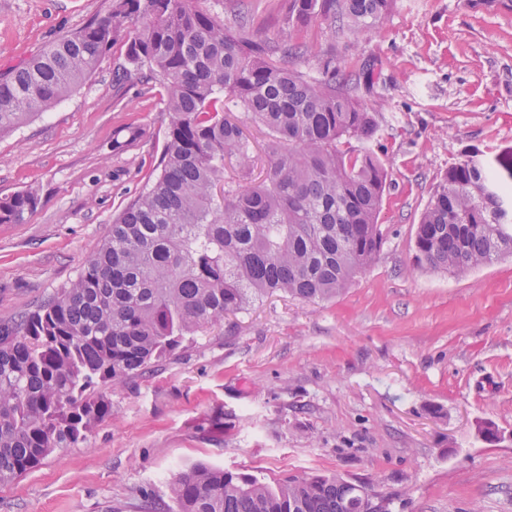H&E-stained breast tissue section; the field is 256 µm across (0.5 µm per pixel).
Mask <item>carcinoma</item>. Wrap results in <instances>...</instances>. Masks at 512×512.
<instances>
[{"label":"carcinoma","instance_id":"obj_1","mask_svg":"<svg viewBox=\"0 0 512 512\" xmlns=\"http://www.w3.org/2000/svg\"><path fill=\"white\" fill-rule=\"evenodd\" d=\"M394 0H288L274 41L246 35L198 0H111L107 14L53 41L0 81V134L66 97L118 42L164 91L166 143L156 178L112 221L77 278L36 310L0 323V485L58 448L87 441L112 415L100 391L124 385L270 293L329 300L377 259L387 178L369 148L375 115L355 99L374 86L366 59L345 70L330 53L319 77L290 66L297 36L317 18L331 34L382 24ZM265 129L263 177L253 181L243 121ZM472 151L433 187L416 229L417 262L459 277L512 253V187ZM235 174L225 176L226 167ZM34 191L0 198V223L19 224ZM148 512H386L339 476L273 484L197 465L168 482Z\"/></svg>","mask_w":512,"mask_h":512}]
</instances>
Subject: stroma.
<instances>
[{"instance_id": "stroma-1", "label": "stroma", "mask_w": 512, "mask_h": 512, "mask_svg": "<svg viewBox=\"0 0 512 512\" xmlns=\"http://www.w3.org/2000/svg\"><path fill=\"white\" fill-rule=\"evenodd\" d=\"M224 22L248 13L275 39L288 0H201ZM109 0H0V79ZM316 58L374 59L359 90L387 173L375 263L335 299L270 294L107 388L112 415L0 486V512H140L198 464L266 480L362 483L388 512H512V255L465 277L417 266L432 189L468 148L512 150V0H394L373 30L303 33ZM161 88L116 44L62 101L0 136V197L39 205L0 224V321L35 310L81 271L143 187L165 144ZM502 434L487 443L478 423Z\"/></svg>"}]
</instances>
